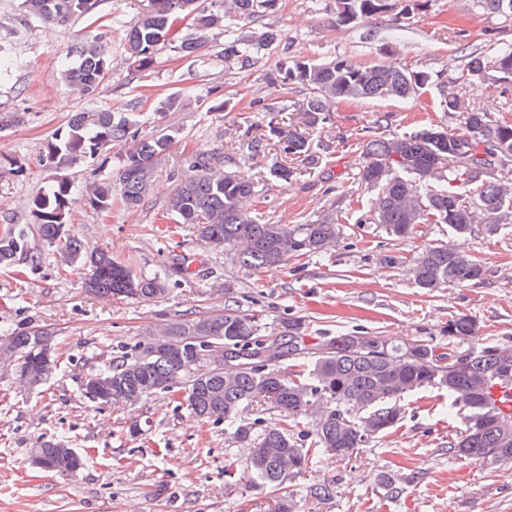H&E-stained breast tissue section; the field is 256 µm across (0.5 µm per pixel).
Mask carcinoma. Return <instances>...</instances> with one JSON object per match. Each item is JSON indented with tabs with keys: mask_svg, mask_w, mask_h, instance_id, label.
<instances>
[{
	"mask_svg": "<svg viewBox=\"0 0 512 512\" xmlns=\"http://www.w3.org/2000/svg\"><path fill=\"white\" fill-rule=\"evenodd\" d=\"M97 0H22L28 15L64 24L90 14ZM429 0H403L394 21L400 23L427 9ZM488 13L512 17V0H474ZM279 0H150L137 21L124 33V48L135 70L149 71L159 46L173 40V19L187 18L194 36L181 38L179 49L196 55L214 29L224 35V63L243 70L256 67L264 51L278 38L266 30L256 37L243 32L242 23L277 11ZM393 8L391 0H336L330 19L334 27L370 25ZM79 63L63 70V80L86 96H94L108 78L112 60L105 44L91 41L78 48ZM463 73L483 80L493 75L512 82V43L494 42L466 54ZM271 85L299 84L314 95L296 111L311 115V123L326 120L340 102L363 99L409 100L427 86L429 76L407 67H359L338 57L317 64L303 58L286 59L268 76ZM187 102L164 101L145 114L99 111L76 112L47 141L43 160L50 167L70 166L93 159L115 144L124 147L117 176L92 182L87 204L107 213L119 202L126 208L144 204L157 164L172 147L175 136L159 123L166 112ZM437 106L462 114L454 128L421 126L410 132L375 136L362 146L363 162L355 180L372 193L366 224L388 236L407 239L424 224L448 226V240L424 245L410 261L416 286L433 291L485 277L484 267L454 243L476 226L494 235L512 226V121L496 119L466 107L446 88ZM156 123L149 134L141 126ZM287 155L307 152L306 138L283 136ZM73 182L58 176L31 200L39 238L67 265L84 271L88 292L99 297L150 301L169 290L175 273L187 275L189 265L152 274L138 272L102 250H88L66 228ZM257 186L221 170L213 157L188 154L175 179L166 213L178 224H191L197 238L212 250L232 254L247 270H271L288 259L321 255L337 243L336 213L309 224H270L252 208ZM38 269L25 228L0 229V266L22 256ZM480 326L471 316L448 321V338L469 343L463 352L443 354L421 340L392 345L381 336L364 333L328 336L312 354L299 320L288 322V341L273 339L259 316L241 310L200 313L160 328L148 327L142 339L108 365L92 370L84 383L86 394L104 405H136L154 394L178 395L188 412L204 422L230 424L243 464L253 479L276 495V512H297L287 481L314 464L326 450L362 448L395 427L404 414L401 401L423 389L448 392V409L466 411L464 428L448 448L453 456L486 465L512 464V412L505 413L487 398L488 389L512 383V346H477ZM55 332L27 326L0 334L12 370L43 384L55 371L57 359L42 366L39 345L50 346ZM269 343L277 346L272 362L258 357ZM208 350L236 359L231 370L214 365L196 374L197 352ZM307 359L302 368L284 372L277 363L285 357ZM282 413L279 421L243 411L259 402Z\"/></svg>",
	"mask_w": 512,
	"mask_h": 512,
	"instance_id": "obj_1",
	"label": "carcinoma"
}]
</instances>
